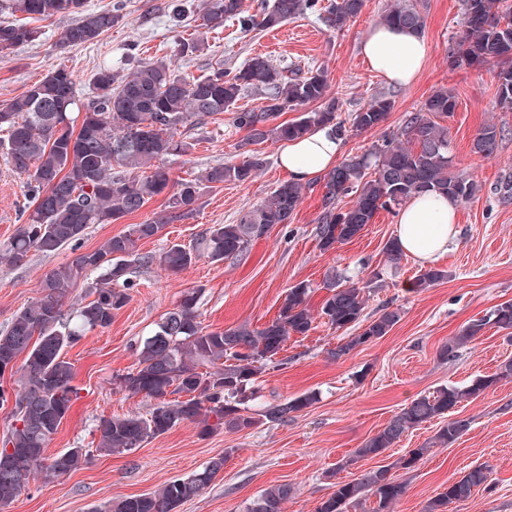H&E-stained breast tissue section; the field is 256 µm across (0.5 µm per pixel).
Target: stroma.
<instances>
[{
	"label": "stroma",
	"mask_w": 512,
	"mask_h": 512,
	"mask_svg": "<svg viewBox=\"0 0 512 512\" xmlns=\"http://www.w3.org/2000/svg\"><path fill=\"white\" fill-rule=\"evenodd\" d=\"M412 2L425 17L423 37L429 51L424 70L411 87L386 83L360 56L361 39L379 23L390 0H365L362 12L340 30H329L318 16L307 13L278 28L249 33L229 23L214 31L202 28L199 16L205 0H86L88 9H115L122 16L93 44L60 49V33L73 19L58 16L41 22L37 41L0 53V102L22 95L61 66L71 72L81 104L92 96V72L108 65L128 74L141 62L169 59L182 76L199 78L217 66L235 68L260 54L280 67H321L340 118L378 94L394 103L383 129L344 132L347 158L370 151L382 133L397 132L406 115L445 87L457 100L447 122L452 171L481 186L476 197L460 203L458 235L436 263L445 279L424 290L411 287L421 264L408 256L396 262L386 257L385 246L394 238L395 213L378 212L359 236L321 251L316 236L325 212L321 177L307 183L288 223L271 226L237 259L214 263L203 257L182 272L168 273L157 262L168 246L192 245L213 225L234 223L241 211L260 203L288 179L277 164L279 143L269 140L243 148L245 134L234 126L232 112L201 124L187 123L181 133L192 142L191 151L161 161L172 182L195 178L213 166L241 163L252 151L262 154L266 165L250 183L204 189L191 215L168 222L159 235L140 242V254L152 261L133 274L128 304L109 327L89 331L67 350L80 397L49 441L46 457L67 448L96 447L101 417L143 415L151 409L147 398L117 389L114 377L136 368L139 343L189 291L199 293L204 327L260 328L277 318L288 289L302 282L311 288L309 304L316 313L311 329L290 336L275 362L259 374L249 404L251 413L260 417L253 428L202 436L196 425L180 424L130 453L94 455L71 474L41 475L0 512H103L111 502L187 477L218 455L224 458L223 472L179 512H246L264 489L279 483L294 488L285 512H315L335 490L331 471L350 480L380 467L405 486L394 512H425L449 483L476 465L491 469V486L467 501L449 504L448 512H512V379L460 405L457 416L468 426L450 447L436 444L439 423L432 420L409 430L377 457L356 455L413 399L492 374L502 361L512 359V339L492 326L457 356L440 354L469 320L512 300V200H504L497 191L499 183L512 175V112L497 105L496 64L456 70L448 66L449 50L461 30L462 0ZM176 4L182 9L177 20L171 13ZM182 38L198 41L201 49L172 59V47ZM488 123L504 134L495 152L484 157L474 154L471 146ZM29 204L25 177L0 158V244L16 233ZM166 213L167 199L160 195L114 223L90 225L77 246L53 256L31 253L21 267L0 266V333L17 311L41 297L43 280L52 269L98 248L129 225ZM330 272L344 282L371 283L365 319H374L385 309L399 315L386 336L338 360L329 351L346 332L330 328L318 316ZM306 392L317 395L309 408L285 422L263 419L267 405ZM414 448L423 449V456L414 468L402 469L400 459Z\"/></svg>",
	"instance_id": "stroma-1"
}]
</instances>
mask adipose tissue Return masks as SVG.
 Returning a JSON list of instances; mask_svg holds the SVG:
<instances>
[{
  "instance_id": "1",
  "label": "adipose tissue",
  "mask_w": 512,
  "mask_h": 512,
  "mask_svg": "<svg viewBox=\"0 0 512 512\" xmlns=\"http://www.w3.org/2000/svg\"><path fill=\"white\" fill-rule=\"evenodd\" d=\"M360 51L370 69L388 84L409 86L423 69L428 45L411 30L375 25ZM342 151L339 131L330 124L320 125L285 143L278 152V163L293 181L304 182L336 167ZM458 209V202L445 195L429 192L414 196L396 214L394 237L400 250L421 264H433L456 236Z\"/></svg>"
}]
</instances>
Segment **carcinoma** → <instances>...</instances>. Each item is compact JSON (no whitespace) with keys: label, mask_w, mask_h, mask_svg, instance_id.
<instances>
[{"label":"carcinoma","mask_w":512,"mask_h":512,"mask_svg":"<svg viewBox=\"0 0 512 512\" xmlns=\"http://www.w3.org/2000/svg\"><path fill=\"white\" fill-rule=\"evenodd\" d=\"M462 2L461 32L450 51V65L461 69L498 63L497 99L501 108L512 111V0ZM364 5L365 0H331L327 7L319 0H259L249 14L243 9V0H207L200 20L202 26L213 30L235 20L249 31L273 29L309 12L318 15L326 27L340 30ZM17 12L44 20L77 16L60 35L59 46L64 48L94 42L121 19L114 10L84 9V0H0V14ZM383 21L417 34L424 32L426 25L424 15L409 0L391 5ZM37 38L35 28L0 20V52ZM90 82L93 96L84 106L77 130L72 117L77 108L74 82L66 69L49 73L21 96L0 104V132L4 134L0 150L12 170L26 177L33 196L24 223L0 246V262L7 266L24 265L32 251L54 255L80 240L89 225L110 224L134 214L164 193L170 179L157 162L193 147L184 139H175L176 131L191 118L202 124L228 110L249 89L263 93L266 105L235 112L234 125L246 132L245 146L301 138L322 123L333 122L337 129L345 130V123L337 120L336 100L328 97L324 70L309 66L288 72L262 55L240 67L218 68L192 80L169 63L156 60L141 63L129 76L104 66L93 73ZM313 103L318 104L317 109L291 122H277L281 113ZM456 107L451 91H435L419 111L407 117L400 132L383 135L370 153L350 157L326 175L327 211L316 228L321 250H334L355 238L379 211H392L416 194L434 191L458 202L476 196L481 190L478 182L450 172L453 156L444 121L453 116ZM392 109L390 98L376 95L350 114L351 129H381ZM500 135L496 125L483 126L472 142V151L492 154ZM264 163L253 154L239 164L214 166L178 183L168 198L167 220L191 214L201 191L213 184L250 182ZM141 169L149 174L135 175ZM348 196L354 197L353 204L346 209L337 207ZM302 197L301 184L282 182L237 223L214 225L192 248L180 244L167 247L159 257L160 266L178 273L201 257L213 262L234 259L272 225L288 223ZM162 228L159 221L132 224L97 249L57 267L44 280L42 296L18 311L7 331L0 334L1 364L24 357L17 410L7 435L0 440L1 504L21 493L43 469L60 476L88 463L91 450L69 448L44 465L48 442L79 398L65 350L88 331L110 326L114 314L128 304L130 263L150 262V257L138 253L139 242L156 237ZM88 268L98 271L94 299L69 313L64 310L66 288ZM444 277V271L430 268L416 277L414 287L429 288ZM325 288L328 295L320 316L327 324L339 330L363 322L365 288L344 286L333 274L327 277ZM309 296L308 285L296 284L288 289L278 317L264 327L240 325L209 331L199 321L198 292L185 294L140 344L137 367L116 376L120 390L149 398L152 409L145 415L100 418L94 451L126 454L181 423L197 425L202 435L252 428L257 420L247 403L253 399L257 376L284 349L291 335H304L311 329ZM398 320L397 312L383 310L360 332L342 338L329 351L330 357L340 359L387 335ZM489 324L512 335L511 300L495 306L489 318L469 321L442 348V356H456L479 339ZM511 377L512 359L492 375H477L465 386H445L412 400L365 442L358 456L377 457L406 432L436 417L448 418L436 441L443 447L453 445L467 427L465 421L453 418L457 407ZM316 399L313 392L287 398L268 407L264 417L286 421ZM223 470L224 457H216L189 476L169 481L151 493L111 503L108 512H179L183 503L199 495ZM491 483L490 469L475 466L448 484L446 491L429 503L427 512H446L449 504L465 502ZM403 493L404 486L388 470L372 469L336 482L335 492L315 512H347L349 505L370 497L377 503L374 512H390ZM292 494L290 484H274L253 500L248 512H283Z\"/></svg>","instance_id":"carcinoma-1"}]
</instances>
